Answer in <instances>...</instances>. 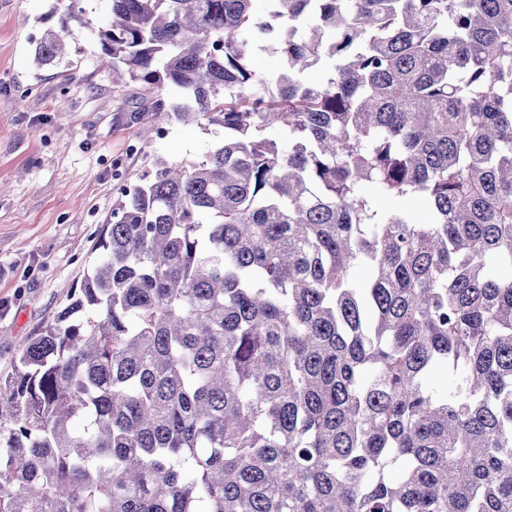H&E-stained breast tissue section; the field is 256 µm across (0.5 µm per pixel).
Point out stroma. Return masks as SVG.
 <instances>
[{"instance_id": "1", "label": "stroma", "mask_w": 512, "mask_h": 512, "mask_svg": "<svg viewBox=\"0 0 512 512\" xmlns=\"http://www.w3.org/2000/svg\"><path fill=\"white\" fill-rule=\"evenodd\" d=\"M69 4L0 0V373L90 271L119 184L135 183L157 157L199 159L223 135L174 122L138 142L140 89L113 85L94 36L110 2ZM51 30L65 32L68 54L36 66L33 48Z\"/></svg>"}]
</instances>
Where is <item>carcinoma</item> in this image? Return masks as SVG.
Returning <instances> with one entry per match:
<instances>
[{
  "mask_svg": "<svg viewBox=\"0 0 512 512\" xmlns=\"http://www.w3.org/2000/svg\"><path fill=\"white\" fill-rule=\"evenodd\" d=\"M97 37L139 138L224 139L119 187L0 375V512H512V0H111Z\"/></svg>",
  "mask_w": 512,
  "mask_h": 512,
  "instance_id": "obj_1",
  "label": "carcinoma"
}]
</instances>
